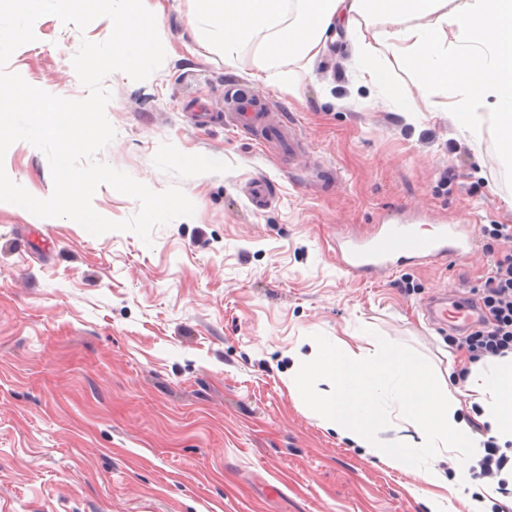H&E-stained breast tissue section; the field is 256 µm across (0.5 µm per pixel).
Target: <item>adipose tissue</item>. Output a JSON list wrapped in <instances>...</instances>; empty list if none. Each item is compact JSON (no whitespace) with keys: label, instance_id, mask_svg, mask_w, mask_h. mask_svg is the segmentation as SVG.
Returning <instances> with one entry per match:
<instances>
[{"label":"adipose tissue","instance_id":"1","mask_svg":"<svg viewBox=\"0 0 512 512\" xmlns=\"http://www.w3.org/2000/svg\"><path fill=\"white\" fill-rule=\"evenodd\" d=\"M192 27L207 23L235 66L251 51V79L284 84L287 64L313 62L338 37L348 39L365 83L394 95L404 112L416 106L395 77L407 71L421 87L453 90L451 108L459 126L480 137L494 126L499 154L512 164V0H191ZM297 353L290 379L310 396L323 426L388 465L406 467L430 459L423 477L442 478L437 461L457 459L454 482L471 486L466 463L489 429L499 447L512 444V353L487 364H471L457 375L462 395L478 410L466 418L436 376L406 352L368 349L357 343L314 338ZM329 390L313 392L315 380ZM391 390L398 416L411 429L394 439L381 432L390 416L378 407L381 391Z\"/></svg>","mask_w":512,"mask_h":512}]
</instances>
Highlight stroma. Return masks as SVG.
<instances>
[{
	"mask_svg": "<svg viewBox=\"0 0 512 512\" xmlns=\"http://www.w3.org/2000/svg\"><path fill=\"white\" fill-rule=\"evenodd\" d=\"M166 51L144 81L111 74L114 139L98 160L160 192L179 185L195 205L154 229L91 235L67 218L0 203V505L6 512H429L454 488L395 468L326 429L290 387L293 354L311 338L399 348L447 382L464 357L453 328L429 325L440 293L467 299L489 278L512 225V166L497 138L474 141L446 88H410L434 112L403 115L361 78L353 47L329 43L286 68L297 96L251 81L249 56L224 63L197 41L188 0H162ZM45 16L7 69L67 99L85 98L72 65L81 39L106 40ZM269 100L294 127L296 155L224 125L228 88ZM38 198L49 162L25 141L4 163ZM275 186L252 210L251 181ZM469 224L465 260L401 265L373 279L343 272L342 236L389 220Z\"/></svg>",
	"mask_w": 512,
	"mask_h": 512,
	"instance_id": "obj_1",
	"label": "stroma"
}]
</instances>
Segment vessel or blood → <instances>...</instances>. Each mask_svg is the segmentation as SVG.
Here are the masks:
<instances>
[{
  "label": "vessel or blood",
  "mask_w": 512,
  "mask_h": 512,
  "mask_svg": "<svg viewBox=\"0 0 512 512\" xmlns=\"http://www.w3.org/2000/svg\"><path fill=\"white\" fill-rule=\"evenodd\" d=\"M231 105L233 128L247 134L268 129V114L259 101L236 98ZM274 197L270 182L262 178L255 179L248 191V199L257 211L270 206ZM474 247L475 238L466 224H440L427 235L417 224L386 222L375 225L367 236L339 240L336 255L345 273L359 276L388 271L403 263L422 265L462 259L468 257ZM427 313L432 323L460 332L476 325L482 317L478 305H459L445 298L431 302Z\"/></svg>",
  "instance_id": "1"
}]
</instances>
